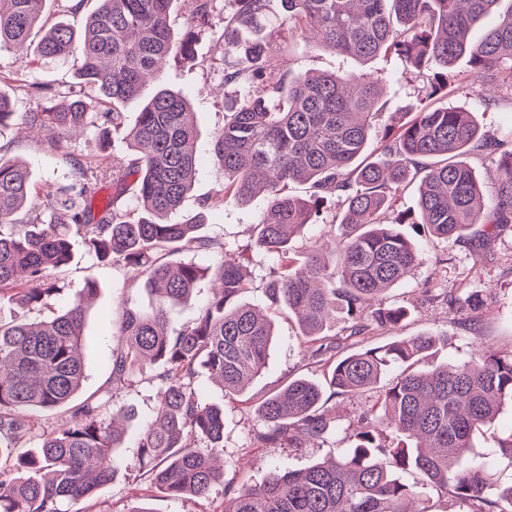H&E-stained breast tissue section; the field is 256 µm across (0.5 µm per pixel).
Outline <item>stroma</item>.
I'll list each match as a JSON object with an SVG mask.
<instances>
[{
    "mask_svg": "<svg viewBox=\"0 0 512 512\" xmlns=\"http://www.w3.org/2000/svg\"><path fill=\"white\" fill-rule=\"evenodd\" d=\"M224 26L223 10H216L209 27L199 30L194 52L196 64L187 67L170 62L160 82L174 91L185 93L192 101L199 119V136L195 142L201 159L192 191L183 203L185 212L193 213L200 203L220 190L224 174L218 168L213 154L215 134L224 126V113L235 97L233 87L225 86L223 69L219 63L221 51L215 31ZM277 58L288 63L294 72L320 70L340 73L348 65L341 57L315 44L293 42L287 33L275 34L270 42ZM468 63L459 60L455 66L454 88L449 91L447 103L472 111L486 135L498 139L512 138V100L501 99L493 108H486L481 98L471 91L466 82ZM73 80V67L55 64L34 65L30 58L10 52H0V89L9 92L17 111L26 112L33 105L24 87L31 83L58 88L67 87ZM0 143L5 144L6 158L21 159L30 170L37 190L36 200L45 203L46 193L53 183L61 181L66 172L65 153H73L95 163L102 188L112 183V148L101 145L95 136L84 134L72 138L62 147L51 146L42 133L22 125L0 132ZM263 199H255L247 206L228 205L209 212L202 229L203 235L224 241L227 249H235L245 242L256 216L263 211ZM72 263L52 274L64 295L83 288L87 280H94L97 297L88 309L85 332L87 344L83 349L86 378L83 396H105L110 376V357L117 346L105 320L121 309L124 301L146 303L145 293L132 287L125 269L119 265L100 262L88 253L82 241L73 243ZM432 282L449 303L428 301L423 293L425 282ZM478 295L482 307L470 309L461 306L460 298ZM388 306H398L408 312L407 319L394 329H376L363 337L366 347L387 344L401 336H413L423 331H438L448 335L447 343L439 345L426 358L424 365L467 360L474 344L473 336L463 328L475 321L487 344L504 354L512 352V224L507 225L490 241H483L480 226H473L464 239L434 240L423 245V261L407 279L383 295ZM276 334L270 357L249 392L236 402H224L220 389L207 385L208 401L224 406V465L225 483L240 484L260 481L268 469L277 463L290 469L304 468L317 459L332 456L350 447L347 426L351 420L370 408L374 392L354 397L337 398L331 413L339 424L325 440L296 447L264 445L257 435L264 426L254 413L256 404L264 395L275 392L288 380L307 376L323 381V368L314 359L304 356L297 325L287 312L274 315ZM106 397V396H105ZM159 397V385L151 374L129 389L114 394L103 406L102 418H109L112 410L134 408L136 416L126 424L128 438H135L151 414ZM124 461L119 474L86 501L87 512H136L149 505L154 512H223L224 488L215 486L204 498L188 496L179 500L164 497L143 475L132 449L118 451Z\"/></svg>",
    "mask_w": 512,
    "mask_h": 512,
    "instance_id": "obj_1",
    "label": "stroma"
}]
</instances>
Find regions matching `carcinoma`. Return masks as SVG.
<instances>
[{"label":"carcinoma","instance_id":"carcinoma-1","mask_svg":"<svg viewBox=\"0 0 512 512\" xmlns=\"http://www.w3.org/2000/svg\"><path fill=\"white\" fill-rule=\"evenodd\" d=\"M45 0H0V51L31 52L33 63L65 62L76 54L77 84L103 109L63 89L32 87L35 106L16 112L0 91V131L35 126L60 146L72 129L96 136L125 124L122 108L137 99L166 62L194 60L195 29L209 25L216 0H196L189 30L174 32V0H97L80 38L68 19L42 22ZM222 45L224 84L243 91L227 107L213 155L224 170V188L200 204L204 211L246 206L257 197V218L245 252H259L273 268L265 301L288 309L311 356L324 358L329 386L295 378L256 407L265 444L323 438L333 427L327 405L335 397L377 390L357 421L353 446L303 469L274 466L259 483L224 490V512H430L428 489L451 490L467 512H512V480L495 483L492 457L512 461V436L485 455L473 453V436L512 406V354L486 347L464 362L416 368L448 335L422 332L386 345L336 357V336L347 341L403 321L404 309L384 308L379 296L420 263V243L397 225L420 224L428 236L461 238L474 225L487 236L512 224V148L481 132L472 112L433 106L448 92L457 61L469 63L470 89L491 87L512 96V0H281L279 28L312 39L340 57L365 64L395 58L426 79L425 95L402 112L368 151L372 118L381 108L382 80L364 72L293 73L270 51L266 30L271 0H228ZM497 21L477 40L470 29L490 14ZM197 113L187 95L162 87L128 125V155L112 179V199L94 212L98 175L92 163L65 154L66 183L34 206L26 167L0 158V306L47 304L60 288L50 273L74 259L81 238L100 261L127 268L151 297L147 310L127 307L112 325L122 348L112 354V391L132 386L156 365L164 390L153 418L134 447L151 484L170 498H203L224 483L214 464L224 440V407L202 398L200 378L218 385L224 398L243 396L266 367L275 333L263 308L246 303L251 288L244 263L224 243L200 234L199 213L179 220L199 158L194 147ZM476 148L496 166L491 195L483 193L465 157ZM419 181L417 210L395 211L399 189ZM295 184L306 194L293 193ZM135 186L136 205L122 199ZM340 224V240L315 238L302 252L290 235L306 226ZM191 245L212 263L173 261ZM217 291L194 319L175 327L173 307L191 300L200 280ZM86 283L66 305L40 321L0 319V512H80L72 509L111 482L123 466L116 449L125 431L120 408L105 423L100 404L77 402L85 368L81 357ZM394 374L383 385L381 381ZM72 406L60 427L42 430L39 414ZM39 437L37 445L21 447ZM413 471L409 484L399 473Z\"/></svg>","mask_w":512,"mask_h":512}]
</instances>
